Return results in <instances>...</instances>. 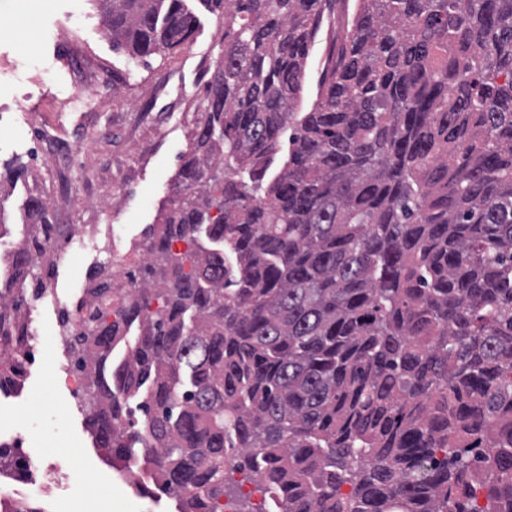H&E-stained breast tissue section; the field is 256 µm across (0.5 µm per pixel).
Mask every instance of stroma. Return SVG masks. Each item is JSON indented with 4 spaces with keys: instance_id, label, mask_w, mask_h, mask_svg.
I'll return each instance as SVG.
<instances>
[{
    "instance_id": "obj_1",
    "label": "stroma",
    "mask_w": 512,
    "mask_h": 512,
    "mask_svg": "<svg viewBox=\"0 0 512 512\" xmlns=\"http://www.w3.org/2000/svg\"><path fill=\"white\" fill-rule=\"evenodd\" d=\"M42 10L0 13V166L28 168L27 184L5 199L8 239L20 242L19 206L27 191L54 201L58 224H108L112 210L126 216L116 235L123 246L141 238L164 205L180 155L193 137L205 84L224 43V22L204 8L192 43L138 63L113 50L96 0H44ZM352 0H335L310 60L319 74L333 39L351 19ZM52 134L73 165L60 170L41 143ZM101 191L91 199L86 184ZM65 355L53 372L38 369L21 387L0 393V438L22 432L34 457L50 455L63 482L102 475L108 467L94 448L79 404L65 383ZM43 512H178L163 491L143 498L113 485L75 498L49 496Z\"/></svg>"
}]
</instances>
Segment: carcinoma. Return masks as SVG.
I'll return each mask as SVG.
<instances>
[{"label":"carcinoma","instance_id":"carcinoma-1","mask_svg":"<svg viewBox=\"0 0 512 512\" xmlns=\"http://www.w3.org/2000/svg\"><path fill=\"white\" fill-rule=\"evenodd\" d=\"M187 2L99 0L112 49L191 42ZM327 2L200 0L224 45L136 296L90 293L86 426L179 512H512V0H357L298 112ZM22 210L13 354L55 230L42 194Z\"/></svg>","mask_w":512,"mask_h":512}]
</instances>
